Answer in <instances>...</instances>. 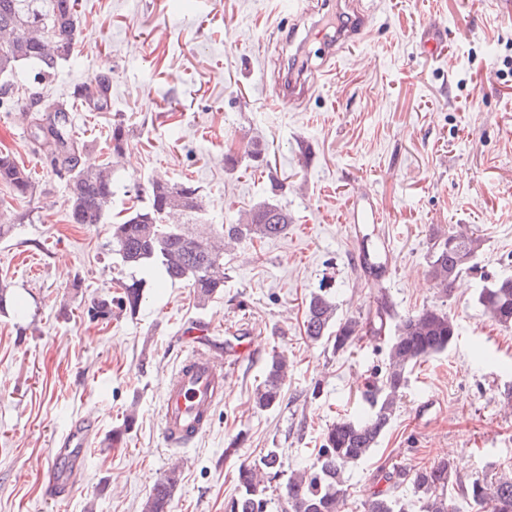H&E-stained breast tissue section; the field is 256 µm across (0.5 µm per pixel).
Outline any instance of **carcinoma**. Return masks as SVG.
<instances>
[{"instance_id":"1","label":"carcinoma","mask_w":512,"mask_h":512,"mask_svg":"<svg viewBox=\"0 0 512 512\" xmlns=\"http://www.w3.org/2000/svg\"><path fill=\"white\" fill-rule=\"evenodd\" d=\"M78 28V0H0V76H12L22 67L46 79L60 62L69 59ZM80 108L106 112L110 108V80L98 76L83 84L69 101H46L29 96L26 110L31 128L41 134L42 146L55 172L68 175V220L72 224H101L115 195L114 169L105 163L98 168L80 166L78 157L84 141L70 122L69 113ZM105 143L110 155L121 157L128 147V130L112 124ZM0 184L19 199L36 191L32 172L8 151H0ZM292 217L288 209L270 202L255 204L241 224H212L198 190L190 183H174L162 177L151 180L147 202L123 210L112 224V253L121 262L145 274L154 271L172 282L193 288L205 301L224 290V252L217 242L231 239H270L284 234ZM482 239L450 225L448 232L435 235L428 254V277L445 292L456 279L474 268ZM145 278L119 282V296L101 300L91 308L94 318H109L112 309L136 314L143 300ZM478 304L487 317L512 329V276L484 285ZM336 304L325 290L310 293L305 303L303 328L312 341L334 336L333 348L352 346L363 324L350 317L334 322ZM373 332L389 337V367L370 403L356 419H340L329 425L315 460L288 480L280 502L282 512H343L346 501L344 472L378 444L396 413L399 394L407 386V369L418 361L447 350L457 336L450 315L435 307H424L396 322L387 309H376ZM288 377V359L279 352L267 361L264 378L253 394L254 407L266 410L279 405ZM280 455L270 449L255 464L237 469V495L225 504V512H268V486L264 471L277 477ZM457 465L442 460L416 468L410 474L415 500L405 501L386 491H377L364 503L365 512H512V475L494 480L475 478L462 487L465 505L447 495L451 474ZM180 470L171 468L152 488L143 512H169Z\"/></svg>"}]
</instances>
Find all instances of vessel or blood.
<instances>
[{
  "instance_id": "vessel-or-blood-1",
  "label": "vessel or blood",
  "mask_w": 512,
  "mask_h": 512,
  "mask_svg": "<svg viewBox=\"0 0 512 512\" xmlns=\"http://www.w3.org/2000/svg\"><path fill=\"white\" fill-rule=\"evenodd\" d=\"M371 0H318L317 5H304L293 15L292 36H318L322 55L318 70L331 72L340 54L370 30ZM313 93V87L303 76H291L279 89L280 100L300 104ZM381 216L369 194L361 193L346 209L344 221L348 224H375ZM228 364L218 355L196 349L180 364L166 381L163 389L161 429L167 446L180 448L205 434L218 401L224 396V382ZM90 434L81 425H73L67 432L61 448L43 472L48 486L58 493L69 494L75 486V476L85 465Z\"/></svg>"
}]
</instances>
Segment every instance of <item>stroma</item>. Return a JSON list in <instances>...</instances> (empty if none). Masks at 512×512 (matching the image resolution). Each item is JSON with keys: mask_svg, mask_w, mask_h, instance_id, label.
Instances as JSON below:
<instances>
[{"mask_svg": "<svg viewBox=\"0 0 512 512\" xmlns=\"http://www.w3.org/2000/svg\"><path fill=\"white\" fill-rule=\"evenodd\" d=\"M294 9L295 0H79L73 54L41 92L62 101L112 77L109 111L70 115L98 165L113 123L130 131L105 223H69L66 175L51 170L23 109L0 112V150L37 180L25 200L0 185V223L11 228L0 237V283L25 305L24 315L0 314V512H141L174 463L169 512H224L239 463L270 448L283 460L271 486L283 493L332 422L368 409L367 390L388 367L382 337L363 334L342 351L306 338L305 302L321 286L340 320L384 302L398 318L436 306L458 326L447 351L409 368L390 426L346 470L345 512H363L396 469L403 476L388 490L407 499L408 472L443 458L458 464L455 498L475 478L512 472V329L492 325L477 302L487 281L512 275V11L495 0H373L370 35L333 73L312 72L315 91L295 109L275 91ZM427 28L448 43L442 59L420 47ZM158 176L191 180L211 223H234L264 200L293 222L280 237L226 247L224 291L208 301L151 278L135 315L91 319L94 302L130 275L112 256L111 224ZM362 189L382 223H343ZM452 224L483 246L463 287L444 293L427 279V257ZM364 249L377 253L380 277L364 273ZM199 326L219 350L243 336L252 355L210 431L175 455L161 433L163 383ZM275 352L288 378L280 404L261 411L253 392ZM129 412L134 429L109 444ZM79 419L94 432L87 464L76 491L57 498L42 471Z\"/></svg>", "mask_w": 512, "mask_h": 512, "instance_id": "obj_1", "label": "stroma"}]
</instances>
